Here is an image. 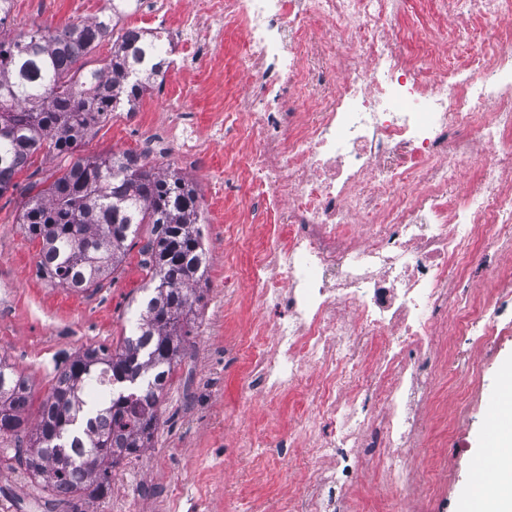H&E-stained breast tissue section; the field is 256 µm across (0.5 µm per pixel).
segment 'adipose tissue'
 <instances>
[{
  "label": "adipose tissue",
  "instance_id": "obj_1",
  "mask_svg": "<svg viewBox=\"0 0 512 512\" xmlns=\"http://www.w3.org/2000/svg\"><path fill=\"white\" fill-rule=\"evenodd\" d=\"M500 393L502 405L494 414L495 427L487 438L496 453L498 477L492 482L474 481L469 491V502L480 512H512V369L503 373Z\"/></svg>",
  "mask_w": 512,
  "mask_h": 512
}]
</instances>
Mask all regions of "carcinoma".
Segmentation results:
<instances>
[{
    "mask_svg": "<svg viewBox=\"0 0 512 512\" xmlns=\"http://www.w3.org/2000/svg\"><path fill=\"white\" fill-rule=\"evenodd\" d=\"M110 34L97 21L62 30L38 27L0 39V194L43 147L73 156L103 116L139 100L150 79L167 71L155 59L137 68V36L112 41L111 70L77 66ZM129 153L78 157L65 174L30 198L25 233L41 244L40 271L76 290L99 287L122 261L125 242L150 224L144 246L149 294L139 322L114 352L89 347L60 371L34 428L26 381L0 360V432H31L27 468L57 493L103 497L112 467L147 447L159 404L187 335L184 323L201 300L196 285L207 256L197 188L176 173L131 164Z\"/></svg>",
    "mask_w": 512,
    "mask_h": 512,
    "instance_id": "cac0c4a2",
    "label": "carcinoma"
}]
</instances>
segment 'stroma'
<instances>
[{"mask_svg":"<svg viewBox=\"0 0 512 512\" xmlns=\"http://www.w3.org/2000/svg\"><path fill=\"white\" fill-rule=\"evenodd\" d=\"M73 0H14L11 16L0 38L9 40L37 25L53 29L78 22ZM111 118H103L81 141V156H98L130 150ZM67 158L48 150L34 154L31 165L20 172L14 189L0 195V357L26 378L31 405L26 415L36 422L41 401L64 364L87 347L116 348L129 331L128 320L137 310L136 300L146 278L142 247L152 236L142 225L128 242L123 261L98 288L87 292L64 288L39 272L38 241L28 238L19 222L29 191L46 188L63 175ZM261 206L253 203L248 214L212 212L201 230L208 249V266L199 288L202 299L190 314L191 333L176 359L160 405L161 419L148 448L114 467L108 495L72 498L53 492L25 469L18 451L27 436L0 433V512H224V484L233 481L235 465L224 445L235 437L225 429V418L245 413L250 424L270 425L283 432L293 429L297 413L292 400L269 408L261 397L246 389L244 364L224 357V329L257 316L256 307L238 300L224 308L219 283L236 274L248 285L249 254L259 241L225 240V221L255 224ZM468 364L455 365L447 379L438 381L433 395L447 405L454 420L443 430L423 414L422 437L426 452L444 468L441 494L412 502L400 492L382 487L378 472H361L351 492L354 512H465L472 483L471 463L484 452L485 421L499 393L503 370L512 366V335L469 351ZM285 473L259 469L247 473L253 495L270 501L304 491L324 469L309 448L288 451Z\"/></svg>","mask_w":512,"mask_h":512,"instance_id":"35a3bbf8","label":"stroma"}]
</instances>
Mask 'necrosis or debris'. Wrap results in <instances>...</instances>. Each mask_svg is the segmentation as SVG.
Returning <instances> with one entry per match:
<instances>
[{
    "instance_id": "necrosis-or-debris-1",
    "label": "necrosis or debris",
    "mask_w": 512,
    "mask_h": 512,
    "mask_svg": "<svg viewBox=\"0 0 512 512\" xmlns=\"http://www.w3.org/2000/svg\"><path fill=\"white\" fill-rule=\"evenodd\" d=\"M169 78L126 129L139 162L212 170L209 200L263 205L253 320L224 348L270 407L296 394L297 424L264 447L306 443L325 462L313 494L250 512H348L360 449L389 488H417L404 457L431 399L428 362L512 334V0H134ZM238 44L245 92L214 80ZM208 93L205 123L189 103ZM167 115L155 125L152 113ZM476 167L465 194L454 186ZM478 274L484 299L462 287ZM381 395L383 409L369 402Z\"/></svg>"
}]
</instances>
